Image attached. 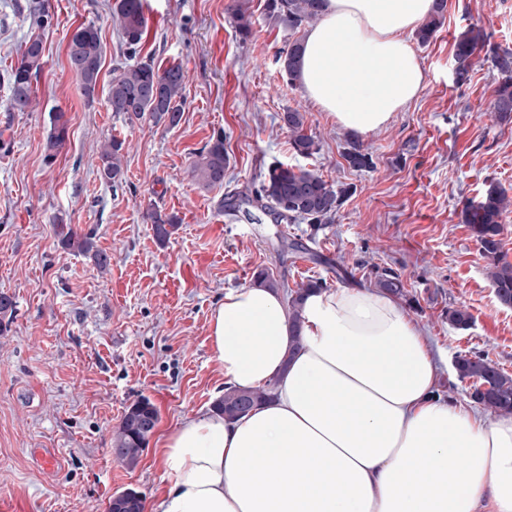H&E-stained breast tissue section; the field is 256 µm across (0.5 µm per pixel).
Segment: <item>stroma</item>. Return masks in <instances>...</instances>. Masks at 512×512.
<instances>
[{
  "mask_svg": "<svg viewBox=\"0 0 512 512\" xmlns=\"http://www.w3.org/2000/svg\"><path fill=\"white\" fill-rule=\"evenodd\" d=\"M29 0H0V76L33 35L45 46L28 112L6 109L0 79V292L16 312L0 330V512H109L113 494L133 489L150 500L163 480L159 442L183 418L212 408L224 377L209 341V317L225 290L251 285L266 269L289 288L310 279L328 287L373 288L375 274H400L408 292L397 305L445 362L439 392L473 406L471 382L459 381L457 355L488 356L512 373V309L496 301L487 259L461 222L468 202L489 183L512 196V123L491 109L499 74L486 54L468 85L454 82V43L468 26L491 45L512 49V0H447L435 37L414 44L426 83L382 129L361 136L370 169L343 157L349 130L289 85L275 62L293 40L268 22L264 0H249L255 35L235 34L233 0H145L148 36L142 56L158 67L181 65L182 119L170 127L129 122L108 111L104 94L122 55L113 0H44L51 16L38 27ZM94 24L104 47L99 93L84 97L70 68L68 39ZM305 112L319 145L295 156L280 128L283 112ZM64 113L68 138L53 163L44 160L50 118ZM223 133V186L203 187L191 174L196 152ZM124 143V182L113 189L99 173L100 147ZM281 161L316 170L346 194L333 223H253L227 214L229 192L259 184ZM177 215L159 243L150 205ZM91 236L110 257L98 267L66 250L58 232ZM300 251L281 253V239ZM464 305L471 328L452 329L448 308ZM146 397L159 413L139 462L112 452V435L132 403ZM56 464H39L41 452Z\"/></svg>",
  "mask_w": 512,
  "mask_h": 512,
  "instance_id": "stroma-1",
  "label": "stroma"
}]
</instances>
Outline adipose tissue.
I'll return each instance as SVG.
<instances>
[{"mask_svg": "<svg viewBox=\"0 0 512 512\" xmlns=\"http://www.w3.org/2000/svg\"><path fill=\"white\" fill-rule=\"evenodd\" d=\"M432 6L326 0L303 39L308 98L354 133L385 127L425 84L409 37ZM209 328L225 386L275 397L184 418L149 512H512V418L438 395L444 354L390 295L310 292L295 332L276 291L233 288Z\"/></svg>", "mask_w": 512, "mask_h": 512, "instance_id": "obj_1", "label": "adipose tissue"}]
</instances>
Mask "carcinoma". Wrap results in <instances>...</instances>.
Segmentation results:
<instances>
[{"mask_svg":"<svg viewBox=\"0 0 512 512\" xmlns=\"http://www.w3.org/2000/svg\"><path fill=\"white\" fill-rule=\"evenodd\" d=\"M323 0H265L268 19L297 32L321 19ZM446 0H435L429 16L416 31L417 40L425 44L434 38L445 19ZM231 14L236 31L244 41L251 38L253 26L251 14L245 0H236L231 6ZM112 20L120 35L123 55L133 60L121 62L113 68L106 104L114 115L128 121L149 118L156 124L170 127L179 124L182 112L180 102L185 88V75L178 65H170L162 70L156 68L152 60H136L147 36V20L142 0H114ZM488 50L493 66L501 75L495 89L494 108L500 120H512V51L509 49L487 48V36L483 29L472 26L456 38L454 55L456 60L455 83L463 86L472 78V61L483 50ZM302 40L296 39L276 54V63L281 75L289 83L301 81L300 59ZM103 44L98 28L92 24H82L71 33L68 42L69 59L77 58L85 63L79 78L84 95L88 100L95 99L103 62ZM44 45L40 37H31L21 51L20 61L6 71L5 78L10 86L9 110L26 112L33 107L32 84L43 67ZM158 88L152 93V88ZM281 127L288 130L290 144L295 155L309 158L317 153L314 137L305 131V117L297 110H289L280 117ZM68 138V122L63 113H56L51 120L47 138V163H52L59 149ZM123 142L110 138L104 141L100 159V176L117 188L123 184L121 151ZM350 167L362 170L373 167L372 155L356 141L344 153ZM228 156L224 147V133L213 135L195 154L192 163L193 177L205 187L224 184V174ZM346 190L336 189L313 170L288 166L281 162L271 164L259 187H251L227 198L225 204L232 213L242 206L252 207L262 213H272L285 222L305 221L309 224H330L341 205ZM512 207V199L505 189L490 183L481 199L465 206L462 212L463 223L467 224L473 238L488 260V276L494 288L498 304L512 308V262L506 260L501 251L503 215ZM154 224L156 239L166 241L175 229L177 218L157 208L148 213ZM64 248L87 254L93 253L95 263L104 268L109 263L107 254L93 250L88 237H77L73 233L60 232ZM254 283L277 290H286L290 319L295 329L301 328L302 304L305 296L313 289H321L326 283L320 279H310L297 289L290 290L279 282L266 269L253 274ZM375 287L397 297H407L405 285L400 275L384 269L375 276ZM472 323V314L461 305L448 308V324L458 330H466ZM454 369L460 381H473V400L493 416L512 415V374L483 354L458 355ZM274 386L269 384L257 389L224 390V396L217 401L215 409L228 419L243 415L242 406L262 404L272 398ZM159 420L158 412L147 398H141L130 405L116 428L113 449L117 460L133 467L148 442L149 430L144 423Z\"/></svg>","mask_w":512,"mask_h":512,"instance_id":"cac0c4a2","label":"carcinoma"}]
</instances>
